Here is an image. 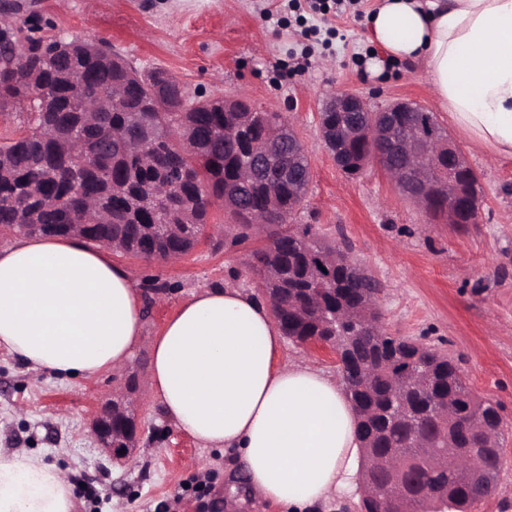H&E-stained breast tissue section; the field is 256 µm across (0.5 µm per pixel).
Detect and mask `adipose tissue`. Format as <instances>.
<instances>
[{
    "label": "adipose tissue",
    "mask_w": 512,
    "mask_h": 512,
    "mask_svg": "<svg viewBox=\"0 0 512 512\" xmlns=\"http://www.w3.org/2000/svg\"><path fill=\"white\" fill-rule=\"evenodd\" d=\"M371 44L419 61L467 137L512 157V0H382ZM110 248L21 236L0 248V347L28 368L84 378L122 370L140 347L145 392L204 447L233 453L262 502L311 512L359 496L364 451L343 387L299 357L266 305L232 285L194 292L159 336ZM67 476L25 452L0 455V512H72Z\"/></svg>",
    "instance_id": "1"
}]
</instances>
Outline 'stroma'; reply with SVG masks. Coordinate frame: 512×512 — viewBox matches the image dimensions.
Returning a JSON list of instances; mask_svg holds the SVG:
<instances>
[{"label":"stroma","instance_id":"stroma-1","mask_svg":"<svg viewBox=\"0 0 512 512\" xmlns=\"http://www.w3.org/2000/svg\"><path fill=\"white\" fill-rule=\"evenodd\" d=\"M9 29L34 37L107 40L142 70L167 69L189 98L247 95L281 112L306 147L311 180L293 224L312 225L324 240L346 243L349 255L382 285L378 308L389 333L453 356L472 392L502 405L508 438L497 489L470 512L512 504V157H496L470 141L441 108L422 64L369 67L376 51L356 8L313 13L309 0H14ZM339 89L378 109L409 99L433 112L479 173L478 221L452 225L405 198L370 161L347 177L318 133L325 99ZM235 228L221 206L211 210L210 237L187 256L114 261L136 288L157 278L169 286L143 325L159 335L192 293L230 284L256 291L250 273L263 239L233 244ZM124 372L63 378L27 368L0 350V453L24 450L65 471L73 512H222L235 497L239 512L256 507L232 454L203 448L142 399L141 435L132 462L102 453L90 431L95 411L125 383Z\"/></svg>","mask_w":512,"mask_h":512}]
</instances>
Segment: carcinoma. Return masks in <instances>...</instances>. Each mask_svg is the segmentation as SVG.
<instances>
[{
    "mask_svg": "<svg viewBox=\"0 0 512 512\" xmlns=\"http://www.w3.org/2000/svg\"><path fill=\"white\" fill-rule=\"evenodd\" d=\"M16 46L0 39V108L9 102H29L19 133L0 140V227L23 235H50L56 224L71 225V236L97 242L146 261L189 254L198 233L210 219L211 200L228 195L238 201L225 210L234 217L236 244L265 234L275 247L253 253L259 290L270 301L283 335L301 343L313 337L334 342L372 368L368 382L340 376L358 416L360 440L387 455L398 451L405 460L404 476L431 499L419 505L438 512H466L492 494L503 454L489 446L504 440L501 406L477 398L453 358L429 351L427 370L434 390L428 394L398 383L406 367L402 357L407 337L393 336L381 322L375 303L380 283L352 263L337 245L322 242L312 225L287 227L305 196L276 177L285 168L309 175L308 157L280 112L256 108L240 97L189 99L174 112L162 109L157 89L178 82L162 68L143 72L106 41L86 43L57 40L44 45L32 37ZM111 86L125 90L109 105L101 124L88 134L104 152L85 167L74 161L73 132L84 122L78 90L92 94ZM152 127L147 153L136 141ZM283 140L272 161L259 166L255 143ZM342 171L355 177L370 153L368 142L343 139L338 145ZM81 181L106 213L99 219L68 195ZM469 201L482 193L469 170L456 174ZM167 284L152 278L145 287L144 311L152 296ZM470 406L483 431L472 433L461 424L440 426L429 412L433 398ZM404 399L416 415L424 445L443 453L448 441L459 448H483L487 478L467 481L455 460L428 470L417 460L408 424L391 410Z\"/></svg>",
    "mask_w": 512,
    "mask_h": 512,
    "instance_id": "cac0c4a2",
    "label": "carcinoma"
}]
</instances>
